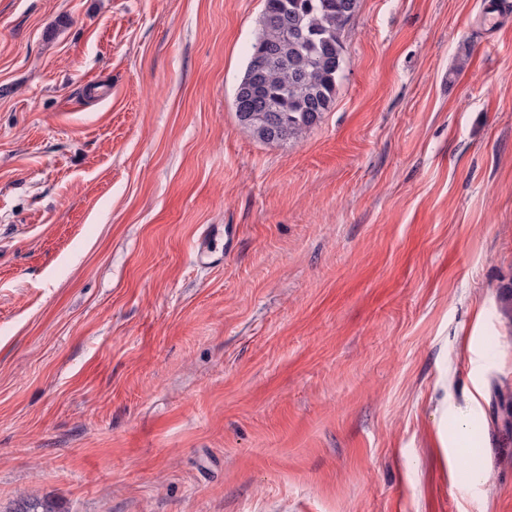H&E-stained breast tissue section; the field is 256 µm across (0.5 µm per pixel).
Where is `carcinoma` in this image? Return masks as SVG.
Here are the masks:
<instances>
[{"instance_id":"cac0c4a2","label":"carcinoma","mask_w":512,"mask_h":512,"mask_svg":"<svg viewBox=\"0 0 512 512\" xmlns=\"http://www.w3.org/2000/svg\"><path fill=\"white\" fill-rule=\"evenodd\" d=\"M265 0L262 33L236 92L242 106L277 115L278 142L299 141L334 102L343 72L344 34L358 0Z\"/></svg>"}]
</instances>
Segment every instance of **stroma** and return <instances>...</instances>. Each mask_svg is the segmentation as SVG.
<instances>
[{"instance_id":"stroma-1","label":"stroma","mask_w":512,"mask_h":512,"mask_svg":"<svg viewBox=\"0 0 512 512\" xmlns=\"http://www.w3.org/2000/svg\"><path fill=\"white\" fill-rule=\"evenodd\" d=\"M499 2L359 0L265 142V0H0V512H512Z\"/></svg>"}]
</instances>
